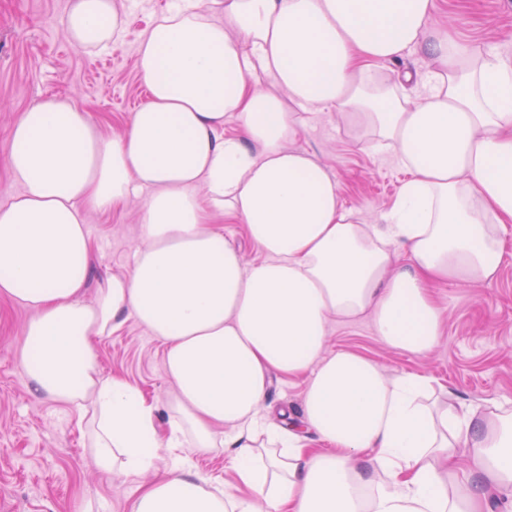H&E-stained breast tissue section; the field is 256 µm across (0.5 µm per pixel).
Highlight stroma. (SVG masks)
Returning a JSON list of instances; mask_svg holds the SVG:
<instances>
[{"mask_svg": "<svg viewBox=\"0 0 512 512\" xmlns=\"http://www.w3.org/2000/svg\"><path fill=\"white\" fill-rule=\"evenodd\" d=\"M70 0H0V205L20 193L4 160L8 129L38 100H69L89 112L97 132L122 135L148 95L136 66L145 30L172 0H120L126 17L122 37L92 52L73 46L66 35ZM433 22L455 30L468 44L491 46L512 56V0H436ZM303 128L295 148L312 153L336 178L346 207L379 221L393 204L408 170L389 152L359 143L333 112L301 110ZM144 201L133 196L109 210L86 206L93 246V277L84 298L93 301L111 275L127 271L133 250L144 242ZM444 311L441 336L428 354L386 347L370 316L331 319L328 352L349 350L379 363L391 374L424 373L448 403L479 405L495 398L512 401V224L504 235L501 270L493 282L436 284ZM32 308L0 296V512H130L134 498L165 471L132 477L97 470L75 420L56 402L29 389L22 365L23 333ZM104 374L135 384L157 408L167 428L174 390L163 345L145 326L129 320L98 342Z\"/></svg>", "mask_w": 512, "mask_h": 512, "instance_id": "stroma-1", "label": "stroma"}]
</instances>
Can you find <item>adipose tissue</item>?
<instances>
[{
	"label": "adipose tissue",
	"mask_w": 512,
	"mask_h": 512,
	"mask_svg": "<svg viewBox=\"0 0 512 512\" xmlns=\"http://www.w3.org/2000/svg\"><path fill=\"white\" fill-rule=\"evenodd\" d=\"M210 2L223 14L213 20ZM436 0H174L143 35L149 91L107 141L89 113L43 99L10 129L6 166L22 187L0 206V295L35 310L25 329L31 390L87 430L96 468L137 476L171 466L130 512H512V408L431 404L422 374H386L326 353L331 317L371 315L379 339L431 350L437 283L490 282L512 224V59L467 45L432 19ZM72 44L106 48L115 0H72ZM397 71L398 95L380 66ZM333 109L357 140L412 177L380 224L343 204L305 150L293 107ZM240 125L225 135L226 121ZM145 198L131 269L83 300L92 271L85 205ZM221 213L262 258L244 263ZM133 319L164 346L173 418L103 376L95 341ZM308 374L300 424L272 425L273 377ZM324 444L309 448L306 433ZM471 450L460 470L455 450ZM223 449L234 488L210 486L191 451Z\"/></svg>",
	"instance_id": "obj_1"
}]
</instances>
